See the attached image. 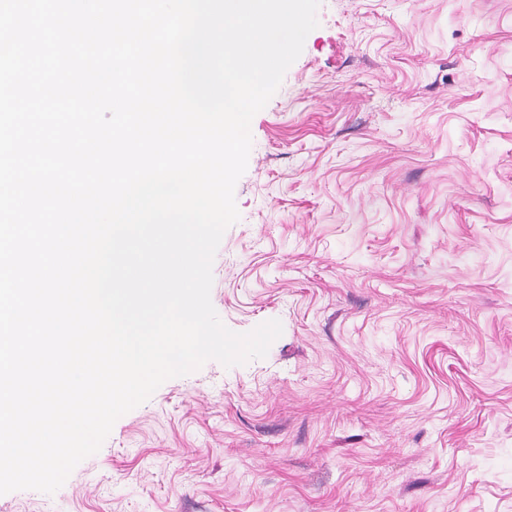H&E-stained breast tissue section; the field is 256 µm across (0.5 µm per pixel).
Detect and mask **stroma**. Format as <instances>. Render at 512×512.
<instances>
[{
	"instance_id": "obj_1",
	"label": "stroma",
	"mask_w": 512,
	"mask_h": 512,
	"mask_svg": "<svg viewBox=\"0 0 512 512\" xmlns=\"http://www.w3.org/2000/svg\"><path fill=\"white\" fill-rule=\"evenodd\" d=\"M252 119L206 362L0 512H512V0H321Z\"/></svg>"
}]
</instances>
